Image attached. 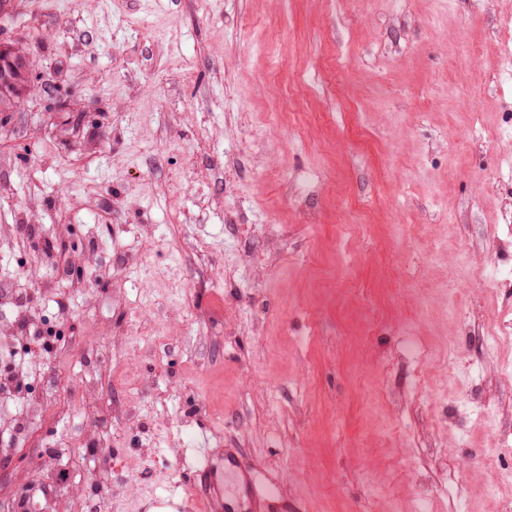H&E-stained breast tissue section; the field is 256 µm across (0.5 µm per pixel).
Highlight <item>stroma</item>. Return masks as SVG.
I'll return each instance as SVG.
<instances>
[{
    "label": "stroma",
    "mask_w": 512,
    "mask_h": 512,
    "mask_svg": "<svg viewBox=\"0 0 512 512\" xmlns=\"http://www.w3.org/2000/svg\"><path fill=\"white\" fill-rule=\"evenodd\" d=\"M1 42L34 91L0 110V282L62 323L29 368L88 445L63 470L65 419L0 432V512L63 471L53 512H201L203 445L288 512L512 499V343L480 352L512 304V0H0Z\"/></svg>",
    "instance_id": "obj_1"
}]
</instances>
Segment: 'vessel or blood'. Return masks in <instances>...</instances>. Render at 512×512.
Here are the masks:
<instances>
[{
	"mask_svg": "<svg viewBox=\"0 0 512 512\" xmlns=\"http://www.w3.org/2000/svg\"><path fill=\"white\" fill-rule=\"evenodd\" d=\"M201 455L205 464L195 470L189 491L205 512H267L279 506L277 486L260 481L241 449L228 448L217 457L205 448Z\"/></svg>",
	"mask_w": 512,
	"mask_h": 512,
	"instance_id": "b4317fda",
	"label": "vessel or blood"
}]
</instances>
